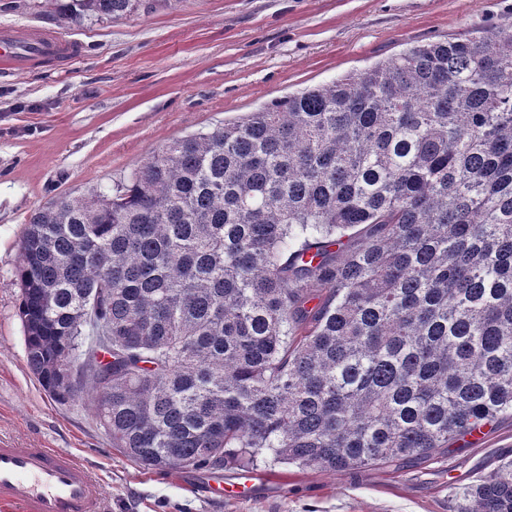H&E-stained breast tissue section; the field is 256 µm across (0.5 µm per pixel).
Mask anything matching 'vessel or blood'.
<instances>
[{
  "label": "vessel or blood",
  "instance_id": "b4317fda",
  "mask_svg": "<svg viewBox=\"0 0 512 512\" xmlns=\"http://www.w3.org/2000/svg\"><path fill=\"white\" fill-rule=\"evenodd\" d=\"M76 52L74 43L50 30H0V68L4 70L28 71ZM264 480V474L253 473L231 486L220 478L209 480L208 486L219 497L243 498ZM102 502L99 483L69 452L0 446L1 506L18 508L19 512H101Z\"/></svg>",
  "mask_w": 512,
  "mask_h": 512
}]
</instances>
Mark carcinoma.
Segmentation results:
<instances>
[{
  "instance_id": "obj_1",
  "label": "carcinoma",
  "mask_w": 512,
  "mask_h": 512,
  "mask_svg": "<svg viewBox=\"0 0 512 512\" xmlns=\"http://www.w3.org/2000/svg\"><path fill=\"white\" fill-rule=\"evenodd\" d=\"M15 276L29 369L59 402L88 390L144 466L336 475L445 452L512 416V28L413 46L175 140L114 193L59 197ZM459 512H512V462Z\"/></svg>"
}]
</instances>
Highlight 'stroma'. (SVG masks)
Here are the masks:
<instances>
[{"mask_svg":"<svg viewBox=\"0 0 512 512\" xmlns=\"http://www.w3.org/2000/svg\"><path fill=\"white\" fill-rule=\"evenodd\" d=\"M45 28L75 56L0 71V445L61 448L99 482L102 512H459L465 487L512 461V417L464 449L345 474L296 466L242 499L202 470L161 473L113 448L87 401L52 398L26 366L15 265L30 215L113 191L172 141L328 84L414 45L512 27V0H142L127 18H61L0 0V27Z\"/></svg>","mask_w":512,"mask_h":512,"instance_id":"obj_1","label":"stroma"}]
</instances>
